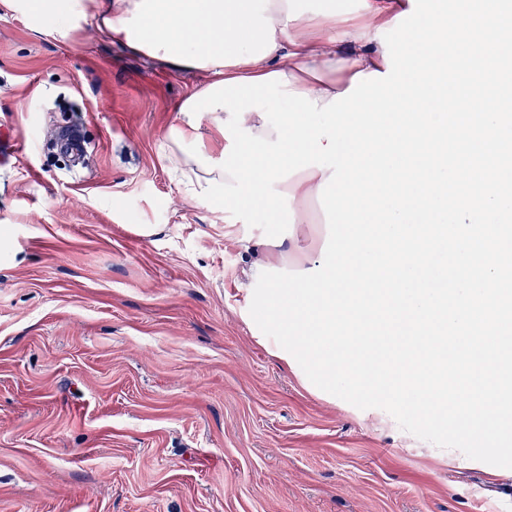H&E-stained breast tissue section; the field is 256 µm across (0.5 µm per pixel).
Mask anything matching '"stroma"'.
<instances>
[{"mask_svg": "<svg viewBox=\"0 0 512 512\" xmlns=\"http://www.w3.org/2000/svg\"><path fill=\"white\" fill-rule=\"evenodd\" d=\"M208 79L0 0V512H512V469L317 396L254 336L263 231L163 158ZM57 141L67 147L76 166L82 163L87 148L80 139L78 131L74 132L68 130L67 127H60L57 133Z\"/></svg>", "mask_w": 512, "mask_h": 512, "instance_id": "35a3bbf8", "label": "stroma"}]
</instances>
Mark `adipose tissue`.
Listing matches in <instances>:
<instances>
[{
    "instance_id": "obj_1",
    "label": "adipose tissue",
    "mask_w": 512,
    "mask_h": 512,
    "mask_svg": "<svg viewBox=\"0 0 512 512\" xmlns=\"http://www.w3.org/2000/svg\"><path fill=\"white\" fill-rule=\"evenodd\" d=\"M28 22L41 26L56 16L63 24L91 14L107 38L140 54L179 69L208 73L211 82L285 73L290 91L304 92L325 105L347 90L358 73L386 72L382 28L392 27L397 14L410 9L409 0H363L357 14L340 16L334 0L318 11L302 9L298 0H12ZM227 110L204 113L202 131L187 115L176 127L185 142L202 138L205 156L220 159L227 141L218 120ZM330 169L310 167L275 188L289 193L294 225L287 237L277 238L281 261L290 269L317 266L319 251L306 252L297 241L304 236L309 207Z\"/></svg>"
}]
</instances>
